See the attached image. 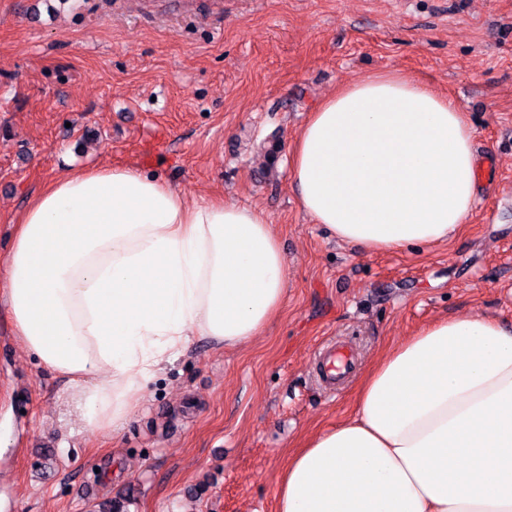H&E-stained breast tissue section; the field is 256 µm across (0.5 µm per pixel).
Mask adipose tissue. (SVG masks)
Masks as SVG:
<instances>
[{
  "instance_id": "1",
  "label": "adipose tissue",
  "mask_w": 512,
  "mask_h": 512,
  "mask_svg": "<svg viewBox=\"0 0 512 512\" xmlns=\"http://www.w3.org/2000/svg\"><path fill=\"white\" fill-rule=\"evenodd\" d=\"M463 108L387 72L322 100L289 177L303 210L372 251L455 236L477 199ZM288 288L267 215L190 203L158 176L99 165L55 179L0 259V306L66 377L85 432H118L195 339L260 335ZM277 512H512V329L471 314L419 329L360 384L352 418L283 471Z\"/></svg>"
}]
</instances>
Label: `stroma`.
Returning <instances> with one entry per match:
<instances>
[{
    "label": "stroma",
    "mask_w": 512,
    "mask_h": 512,
    "mask_svg": "<svg viewBox=\"0 0 512 512\" xmlns=\"http://www.w3.org/2000/svg\"><path fill=\"white\" fill-rule=\"evenodd\" d=\"M389 71L456 100L496 168L430 248L336 240L288 176L317 104ZM102 163L264 211L288 296L245 344L196 340L113 437L82 431L0 309V512H275L289 456L353 415L386 349L443 318L512 327V0H0V255L61 170ZM332 339L356 361L333 394L314 374Z\"/></svg>",
    "instance_id": "1"
}]
</instances>
